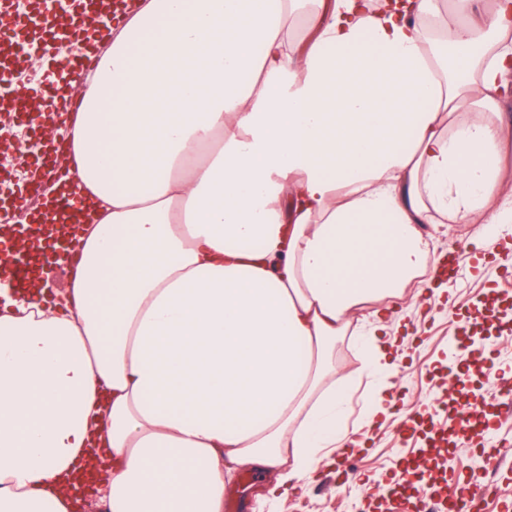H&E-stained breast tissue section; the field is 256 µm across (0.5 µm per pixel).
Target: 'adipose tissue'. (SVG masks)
Returning a JSON list of instances; mask_svg holds the SVG:
<instances>
[{"mask_svg": "<svg viewBox=\"0 0 512 512\" xmlns=\"http://www.w3.org/2000/svg\"><path fill=\"white\" fill-rule=\"evenodd\" d=\"M67 121L79 255L56 300L0 283V512H224L233 471L296 488L346 449L355 315L386 413L383 304L426 224L512 223V0H132Z\"/></svg>", "mask_w": 512, "mask_h": 512, "instance_id": "obj_1", "label": "adipose tissue"}]
</instances>
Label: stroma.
I'll return each instance as SVG.
<instances>
[{
	"label": "stroma",
	"instance_id": "1",
	"mask_svg": "<svg viewBox=\"0 0 512 512\" xmlns=\"http://www.w3.org/2000/svg\"><path fill=\"white\" fill-rule=\"evenodd\" d=\"M492 241L485 225H448L434 251L442 296L424 299L418 283H411L398 303V318L388 319V333L405 351L385 394L390 417L380 418L372 430L360 429L373 390L349 340L337 342L336 384L348 392L345 417L355 430L353 450L333 464H318L315 480L300 495L277 501L262 500L259 474L239 471L228 484L224 512H392L387 488L404 478L407 462L432 447L441 448L445 463L416 486V496L450 497L456 482L485 483L492 467L495 501L476 500L471 512H499L500 503H512V419L499 425L493 441H462L453 423L460 403L452 398L448 378L449 363L464 367L485 353L500 377L512 374V251H491ZM491 294L496 303L485 306ZM462 323L487 340L488 348L449 355L448 341ZM404 424L416 427L414 437L402 439Z\"/></svg>",
	"mask_w": 512,
	"mask_h": 512
}]
</instances>
